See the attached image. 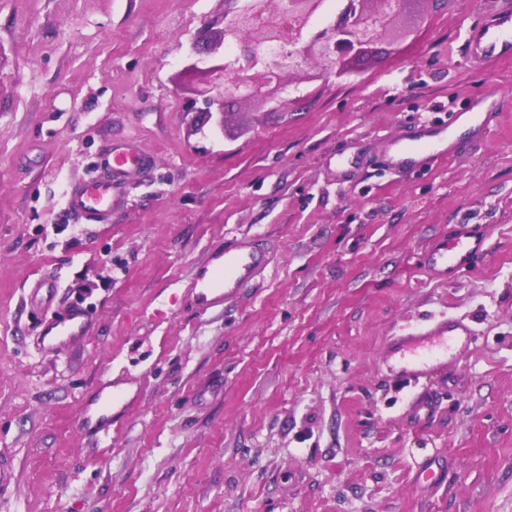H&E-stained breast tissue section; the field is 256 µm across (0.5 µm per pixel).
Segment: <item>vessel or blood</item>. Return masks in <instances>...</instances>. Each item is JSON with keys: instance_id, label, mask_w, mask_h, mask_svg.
I'll return each mask as SVG.
<instances>
[{"instance_id": "b4317fda", "label": "vessel or blood", "mask_w": 512, "mask_h": 512, "mask_svg": "<svg viewBox=\"0 0 512 512\" xmlns=\"http://www.w3.org/2000/svg\"><path fill=\"white\" fill-rule=\"evenodd\" d=\"M467 46L470 60L482 67L511 60L512 6L492 11L480 25L469 28ZM481 119L478 112L466 115L459 134L444 125L426 124L388 141L385 155L391 169H416L448 154L460 138H477ZM148 164V156L135 145L113 143L106 154L107 174L71 186L65 197L67 209L85 223H107L112 215L116 185L143 172ZM486 240V230L481 225H451L447 236L436 239L426 250L422 264L435 277L455 278L484 255ZM268 263L266 251L251 237L232 238L211 248L206 263L195 274L197 307L206 310L234 300L255 283ZM88 322L86 311L80 308L51 321L41 337L44 351L65 350L72 341L84 337ZM474 342V331L467 322L442 318L418 332L393 337L389 342L390 368L400 381L416 384L443 372L449 360L462 357ZM116 402L113 395L103 398L92 420L85 423L88 433H108L109 411Z\"/></svg>"}]
</instances>
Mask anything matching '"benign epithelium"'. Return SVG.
I'll return each mask as SVG.
<instances>
[{
    "label": "benign epithelium",
    "instance_id": "7a95c632",
    "mask_svg": "<svg viewBox=\"0 0 512 512\" xmlns=\"http://www.w3.org/2000/svg\"><path fill=\"white\" fill-rule=\"evenodd\" d=\"M224 13V25L213 32L203 52L222 50L219 65L193 63L188 72L205 79L209 105L224 100L274 102L284 89L285 75L297 73L310 61L327 70L360 60L382 42L400 34L398 18L406 0H344L343 7L323 27L326 0H234Z\"/></svg>",
    "mask_w": 512,
    "mask_h": 512
}]
</instances>
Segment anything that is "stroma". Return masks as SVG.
Masks as SVG:
<instances>
[{"instance_id":"obj_1","label":"stroma","mask_w":512,"mask_h":512,"mask_svg":"<svg viewBox=\"0 0 512 512\" xmlns=\"http://www.w3.org/2000/svg\"><path fill=\"white\" fill-rule=\"evenodd\" d=\"M499 2L413 0L406 36L350 74L310 62L218 129L183 69L225 0H0V512H512V60L465 58ZM491 93L481 140L387 168L385 138ZM119 141L152 163L83 223L65 194ZM453 224L485 225L488 253L440 282L418 257ZM233 236L272 261L198 311L193 270ZM40 279L51 300H31ZM72 307L85 338L44 352ZM441 317L476 344L417 415L385 344ZM106 381L139 399L91 437Z\"/></svg>"}]
</instances>
